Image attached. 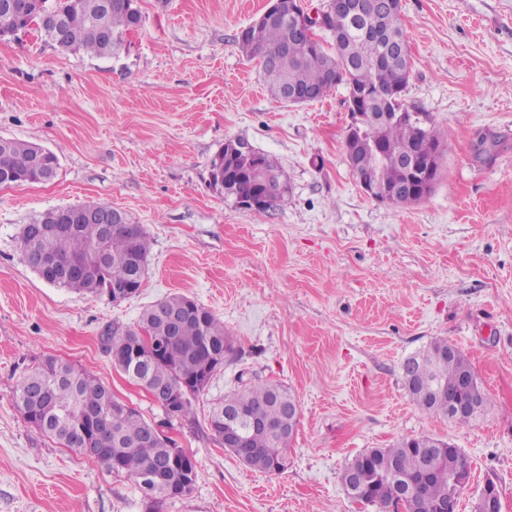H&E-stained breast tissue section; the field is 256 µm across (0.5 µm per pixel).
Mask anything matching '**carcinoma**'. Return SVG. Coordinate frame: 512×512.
<instances>
[{"instance_id": "carcinoma-1", "label": "carcinoma", "mask_w": 512, "mask_h": 512, "mask_svg": "<svg viewBox=\"0 0 512 512\" xmlns=\"http://www.w3.org/2000/svg\"><path fill=\"white\" fill-rule=\"evenodd\" d=\"M362 4L368 20L381 21V33L333 8L328 26L337 45L313 50L285 9L280 16L255 24L250 36L237 37V44L246 57L260 62L263 82L276 101L286 102L289 90L328 92L344 85L347 102L371 113L346 138L350 168L396 190L392 205L412 206L424 195L407 182L408 153L432 160L435 180L450 144L417 117L396 118L407 111L403 95L411 72L409 62L389 41L391 36H405L401 11L382 12L384 0H362ZM31 20L43 22L39 32L61 51L108 58L124 47L141 15L131 0H0V29ZM330 71L336 78L332 85L326 82ZM236 143L240 150H222L211 165V174L232 177L221 187L224 195L236 200L261 196L271 178L281 188L278 199H283L287 180L278 164L264 154L255 161L246 141ZM57 169L58 158L52 151L0 137V174L10 176L11 183L47 182L55 178ZM111 214L112 205L94 202L47 210L22 228L20 254L43 279L76 293L135 294L146 274L150 238L141 224L106 225ZM159 309L185 315L173 327L157 314ZM143 330L160 353L148 361L143 360L148 354L141 344ZM104 344L116 368L159 393L168 418L190 413L192 400L232 353L224 322L184 294L170 295L145 309L134 329L110 330ZM408 372L416 385L405 389L427 416L466 425L488 405V395L465 354L446 339H436L409 357L403 365V373ZM457 399L472 402L474 416L455 415L450 405ZM289 402L295 397L280 384L246 383L213 403L209 427L222 443L225 423L241 420L242 447L232 453L249 468L279 474L288 466L286 450L295 433L288 426ZM14 403L35 431L77 454L81 453L77 439L85 436L91 447L101 449L90 460L109 473L134 480L151 503L185 497L194 489L193 458L156 424L111 394L104 383L67 362L52 356L38 359L18 385ZM466 471L467 462L455 445L423 435L389 448L365 450L345 466L341 482L365 502L394 512H439L456 490L452 475Z\"/></svg>"}]
</instances>
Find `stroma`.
<instances>
[{
  "label": "stroma",
  "mask_w": 512,
  "mask_h": 512,
  "mask_svg": "<svg viewBox=\"0 0 512 512\" xmlns=\"http://www.w3.org/2000/svg\"><path fill=\"white\" fill-rule=\"evenodd\" d=\"M135 5L141 23L110 59L59 52L32 30L0 39V137L59 161L52 181L0 186V512H381L347 497L344 467L422 435L467 460L458 512L489 483L512 512V0H402L404 103L451 145L432 192L408 208L376 202L353 177L344 86L284 105L242 56L235 38L269 0ZM237 138L286 174L277 208L246 209L212 187V159ZM89 202L124 210L150 237L143 285L118 304L49 284L18 250L32 218ZM174 293L217 315L233 352L192 413L169 420L101 337ZM437 338L465 353L489 395L469 425L422 415L404 388L403 362ZM40 355L161 424L196 464L191 495L149 504L130 479L30 428L13 394ZM241 375L297 399L281 474L244 466L211 435L210 406Z\"/></svg>",
  "instance_id": "stroma-1"
}]
</instances>
